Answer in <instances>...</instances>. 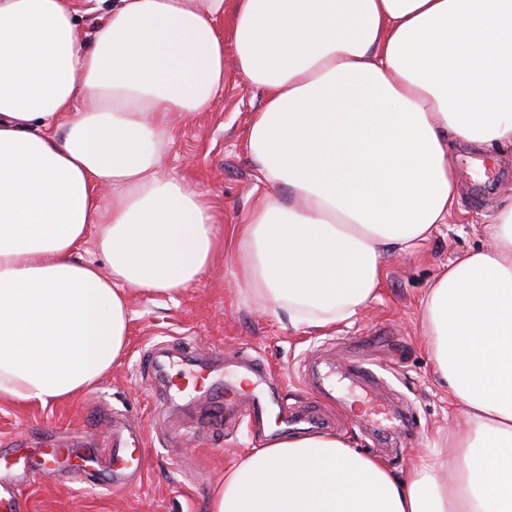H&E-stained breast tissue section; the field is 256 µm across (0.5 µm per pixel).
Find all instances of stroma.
I'll return each instance as SVG.
<instances>
[{"mask_svg": "<svg viewBox=\"0 0 512 512\" xmlns=\"http://www.w3.org/2000/svg\"><path fill=\"white\" fill-rule=\"evenodd\" d=\"M263 91L235 69L224 44V89L211 109L171 113L174 142L162 173L186 180L234 224L260 200L256 167L243 142ZM450 161L461 183L456 214L415 253L386 254L375 300L330 331H296L235 285L237 255L217 257L180 295L141 294L131 300L128 348L90 391L59 404L0 402V448L32 450L55 442L96 448L146 432L140 473L112 490V470L32 477L16 472L20 512H209L225 473L253 449L309 433H331L382 459L396 474L428 462L461 408L437 377L422 333L421 301L438 272L488 243L492 223L512 197V147L477 153L455 149ZM249 359L269 377H255L270 414L298 417L294 427L244 418L248 405L237 377ZM376 374H352L353 360ZM417 424L408 434L404 421Z\"/></svg>", "mask_w": 512, "mask_h": 512, "instance_id": "obj_1", "label": "stroma"}]
</instances>
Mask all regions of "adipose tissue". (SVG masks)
I'll return each instance as SVG.
<instances>
[{"label":"adipose tissue","instance_id":"obj_1","mask_svg":"<svg viewBox=\"0 0 512 512\" xmlns=\"http://www.w3.org/2000/svg\"><path fill=\"white\" fill-rule=\"evenodd\" d=\"M90 2L0 0V400L88 391L131 298L180 293L222 250L294 329H334L376 298L385 252L455 213L449 147L512 144V0H112L88 46ZM228 35L265 93L245 140L265 191L222 227L157 163L170 113L223 91ZM487 234L422 300L465 418L435 459L401 476L330 434L282 440L210 512H512V200ZM90 241L104 266L79 259Z\"/></svg>","mask_w":512,"mask_h":512}]
</instances>
